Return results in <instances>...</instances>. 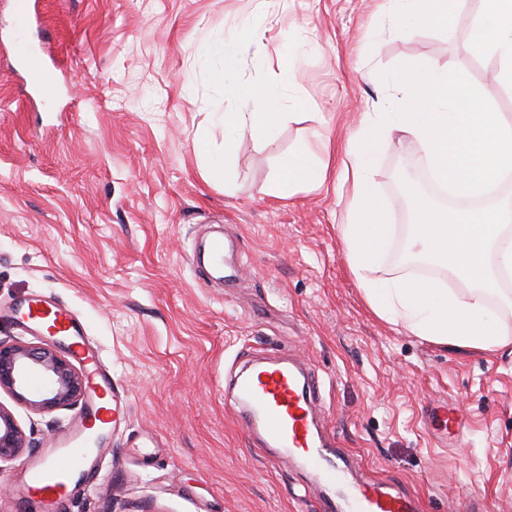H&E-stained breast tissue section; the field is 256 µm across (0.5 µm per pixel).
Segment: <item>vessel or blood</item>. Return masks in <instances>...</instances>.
I'll use <instances>...</instances> for the list:
<instances>
[{"label": "vessel or blood", "instance_id": "b4317fda", "mask_svg": "<svg viewBox=\"0 0 512 512\" xmlns=\"http://www.w3.org/2000/svg\"><path fill=\"white\" fill-rule=\"evenodd\" d=\"M53 313L58 334L69 338L73 353H80L83 333L76 319L58 307ZM96 385L104 397L89 409L93 420L105 425L125 421V394L113 384L111 372L98 371ZM313 387V380L289 366H253L237 384L242 406L236 416L247 431H261L266 445L302 459L325 479L327 486L336 488V496L324 503L326 512H415V504L407 496L381 491L372 483H347L343 460L313 424ZM81 435L82 429L77 426L63 437L61 445L70 451L66 464L53 467L38 460L29 465L18 490L23 504L35 502L43 512H54L66 497L74 472L87 467L86 452L72 449Z\"/></svg>", "mask_w": 512, "mask_h": 512}]
</instances>
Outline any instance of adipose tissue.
Returning <instances> with one entry per match:
<instances>
[{
  "label": "adipose tissue",
  "instance_id": "obj_1",
  "mask_svg": "<svg viewBox=\"0 0 512 512\" xmlns=\"http://www.w3.org/2000/svg\"><path fill=\"white\" fill-rule=\"evenodd\" d=\"M458 0H382L390 25L408 34L421 28L447 26ZM252 48V63L265 69L263 37L243 27L231 40L214 44L221 59L213 79L225 96L237 99L238 111L224 115V153L210 157L205 177L220 183L225 158L237 148V133L250 128L261 140L275 136L282 107L302 106L287 92L292 69L270 74L261 86L226 82L241 45ZM467 50L497 59L493 85L476 87L457 71L433 64L402 67L394 76L403 95L383 98L364 113L359 127L332 154L328 138L317 137L285 155L274 184L264 194H286L303 186L319 187L331 164L347 192V224L340 233L348 267L376 317L402 326L413 335L457 348L493 350L512 345V292L499 286L512 276V207L492 202L459 211L437 208L424 200L412 203L408 236L411 254L448 266L464 284L451 293L438 282L409 276L384 277L380 271L391 243L393 226L376 187V155L392 133L415 142L434 179L455 196L478 199L502 176L512 172V122L495 110L499 93L512 92V0H484L472 20Z\"/></svg>",
  "mask_w": 512,
  "mask_h": 512
}]
</instances>
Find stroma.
I'll use <instances>...</instances> for the list:
<instances>
[{
	"mask_svg": "<svg viewBox=\"0 0 512 512\" xmlns=\"http://www.w3.org/2000/svg\"><path fill=\"white\" fill-rule=\"evenodd\" d=\"M481 8L460 0L448 30L404 35L376 0H32L21 30L0 0V310L57 300L127 399L125 424L90 452L95 483L74 482L57 512H323V484L230 414L245 353L315 375L319 429L352 481L409 494L416 512H512V346L445 347L379 319L348 268L333 184L258 192L315 130L344 142L402 66L489 84L496 58L466 49ZM244 22L264 34L268 71L298 55L305 105L270 140L238 132L228 194L200 155L222 152L238 104L205 50ZM376 167L397 228L385 274L459 289L445 267L402 258L399 175L424 191L422 153L394 142ZM217 234L236 245L229 287L190 262ZM0 403L29 441L0 465V512H20L27 464L63 461L57 439L84 408ZM439 403L456 408V434L428 422Z\"/></svg>",
	"mask_w": 512,
	"mask_h": 512,
	"instance_id": "stroma-1",
	"label": "stroma"
}]
</instances>
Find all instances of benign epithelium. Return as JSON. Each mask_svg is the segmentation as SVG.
Returning a JSON list of instances; mask_svg holds the SVG:
<instances>
[{"mask_svg": "<svg viewBox=\"0 0 512 512\" xmlns=\"http://www.w3.org/2000/svg\"><path fill=\"white\" fill-rule=\"evenodd\" d=\"M50 341L38 347L0 343V392L36 412L79 402L88 381ZM25 435L12 412L0 404V463L13 460L24 448Z\"/></svg>", "mask_w": 512, "mask_h": 512, "instance_id": "benign-epithelium-1", "label": "benign epithelium"}]
</instances>
